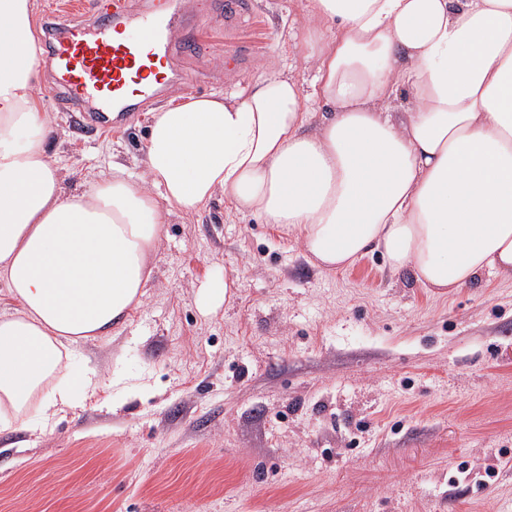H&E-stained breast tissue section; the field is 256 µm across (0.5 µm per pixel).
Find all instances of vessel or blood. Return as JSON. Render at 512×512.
Returning <instances> with one entry per match:
<instances>
[{
  "instance_id": "vessel-or-blood-1",
  "label": "vessel or blood",
  "mask_w": 512,
  "mask_h": 512,
  "mask_svg": "<svg viewBox=\"0 0 512 512\" xmlns=\"http://www.w3.org/2000/svg\"><path fill=\"white\" fill-rule=\"evenodd\" d=\"M85 21L51 23L53 80L48 87L61 111L89 131L107 126L106 115L143 106L160 87L183 75L177 60L194 49L188 30L193 12L174 9L173 0H79Z\"/></svg>"
}]
</instances>
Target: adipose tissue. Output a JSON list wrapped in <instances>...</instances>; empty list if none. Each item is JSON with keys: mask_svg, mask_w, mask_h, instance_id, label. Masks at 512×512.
<instances>
[{"mask_svg": "<svg viewBox=\"0 0 512 512\" xmlns=\"http://www.w3.org/2000/svg\"><path fill=\"white\" fill-rule=\"evenodd\" d=\"M33 0H0V431L47 432L80 394L65 343L111 335L172 212L216 194L336 271L382 250L435 296L512 275V0H305L293 46L244 88L152 110L145 176L63 188ZM36 418H29L31 408Z\"/></svg>", "mask_w": 512, "mask_h": 512, "instance_id": "obj_1", "label": "adipose tissue"}]
</instances>
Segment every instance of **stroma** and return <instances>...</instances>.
<instances>
[{"instance_id": "35a3bbf8", "label": "stroma", "mask_w": 512, "mask_h": 512, "mask_svg": "<svg viewBox=\"0 0 512 512\" xmlns=\"http://www.w3.org/2000/svg\"><path fill=\"white\" fill-rule=\"evenodd\" d=\"M195 2L196 81L155 105L245 87L303 18L304 0H246L233 25ZM45 104L67 189L116 156L143 172L148 112L88 133ZM151 265L126 324L70 346L98 390L47 433L0 432V512H512V278L437 298L375 253L327 272L220 195L169 215Z\"/></svg>"}]
</instances>
